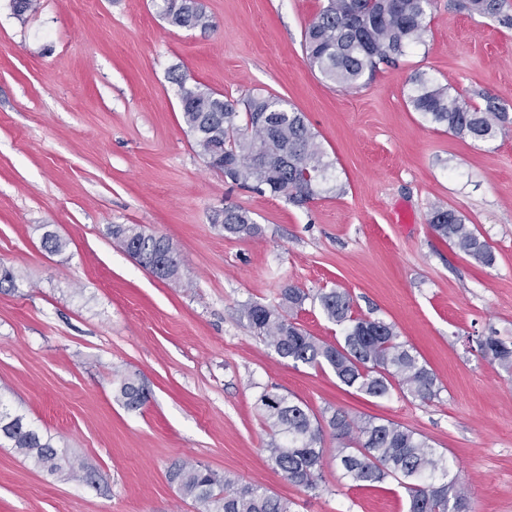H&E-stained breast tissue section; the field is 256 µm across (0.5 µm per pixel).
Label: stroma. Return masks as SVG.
<instances>
[{
    "label": "stroma",
    "instance_id": "35a3bbf8",
    "mask_svg": "<svg viewBox=\"0 0 512 512\" xmlns=\"http://www.w3.org/2000/svg\"><path fill=\"white\" fill-rule=\"evenodd\" d=\"M201 3L205 30L170 27L153 0H39L22 20L0 0V266L20 273L0 292V408L87 467L50 473L0 444V512H197L168 477L183 459L293 512H408L396 482L343 479L330 438L321 489L288 482L268 460L264 391L413 429L452 461L471 512H512V371L476 350L480 336L512 344V130L461 139L407 104L419 74L512 111V29L434 0L424 45L344 88L303 48L323 0ZM181 73L302 112L332 164L328 193L298 207L210 168L182 121ZM230 205L258 236L224 234L214 218ZM437 205L472 225L493 265L434 234ZM113 224L167 238L180 282L140 267ZM48 230L65 251L43 248ZM291 284L345 291L355 315L394 324L438 398H370L281 359L242 308ZM123 376L148 391L142 407L117 401Z\"/></svg>",
    "mask_w": 512,
    "mask_h": 512
}]
</instances>
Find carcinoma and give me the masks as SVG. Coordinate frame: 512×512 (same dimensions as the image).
<instances>
[{
  "mask_svg": "<svg viewBox=\"0 0 512 512\" xmlns=\"http://www.w3.org/2000/svg\"><path fill=\"white\" fill-rule=\"evenodd\" d=\"M165 19L173 27L212 26L201 8L183 0H165ZM433 0H325L304 34L310 67L326 79L346 87L365 84L382 64H394L424 44L427 16ZM509 0H465L473 15L497 19L512 28ZM180 91L182 119L193 135L198 152L224 160V176L243 187L266 190L292 204L323 192L331 163L317 142L303 113L284 100L252 94L242 100L195 83L183 74L175 78ZM408 96L411 108L432 124L453 135L492 141L512 128V114L497 99L484 98L476 106L452 96L448 88L422 78ZM434 233L451 242L477 262L490 266L495 257L488 244L455 210L441 205L430 212ZM224 233L255 237L258 226L248 211L224 208ZM123 250L146 258L170 247L162 236L136 224H114L107 229ZM316 304L327 319L341 327L336 342L322 341L294 321L305 302ZM248 327L282 359L295 364L329 368L345 386L372 398H385L395 389L424 404L439 396L435 375L406 343L399 341L393 324L354 315L353 300L332 289L310 294L295 285L281 289L275 305L248 304ZM483 357L512 369V346L495 336L478 339ZM117 397L129 409L148 399L142 385L126 376ZM258 409L273 431L269 459L294 485L316 491L323 481L325 437L336 440V461L341 476L362 486L376 487L389 480L404 489L408 512H468V489L448 479V465L428 440L416 431L391 421H357L341 409L317 416L299 401L264 391ZM34 466L50 472L67 470L77 476L83 466L59 455L52 439L42 435L24 416H0V438ZM170 480L191 498L198 512H291L290 503L256 483H239L195 461L171 467Z\"/></svg>",
  "mask_w": 512,
  "mask_h": 512,
  "instance_id": "1",
  "label": "carcinoma"
}]
</instances>
